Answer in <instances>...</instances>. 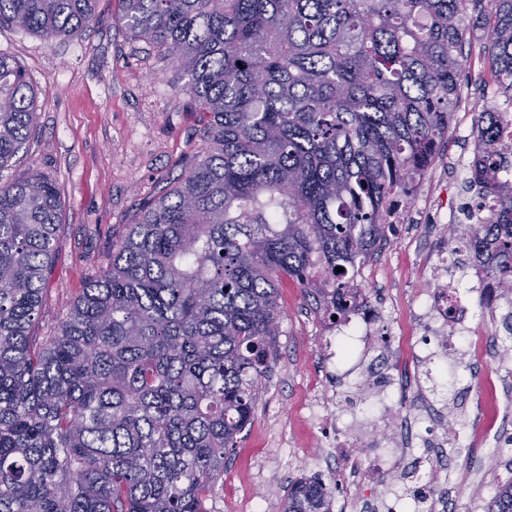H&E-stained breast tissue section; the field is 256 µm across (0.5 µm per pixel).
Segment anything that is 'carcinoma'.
Wrapping results in <instances>:
<instances>
[{"label":"carcinoma","mask_w":512,"mask_h":512,"mask_svg":"<svg viewBox=\"0 0 512 512\" xmlns=\"http://www.w3.org/2000/svg\"><path fill=\"white\" fill-rule=\"evenodd\" d=\"M97 0H0V26L79 38ZM126 33L173 59L205 120L194 165L112 245V262L40 336L60 194L0 186V512H206L276 360L283 276L320 319L348 318L355 269L389 240L460 90L465 0H117ZM485 53L512 98V0ZM0 52V169L37 124ZM480 113L468 189L512 167ZM466 227L512 288V192ZM344 271L338 272L336 268ZM317 476L281 512H332ZM490 512H512V480Z\"/></svg>","instance_id":"obj_1"}]
</instances>
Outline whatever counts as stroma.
Here are the masks:
<instances>
[{
	"label": "stroma",
	"mask_w": 512,
	"mask_h": 512,
	"mask_svg": "<svg viewBox=\"0 0 512 512\" xmlns=\"http://www.w3.org/2000/svg\"><path fill=\"white\" fill-rule=\"evenodd\" d=\"M489 0H466L460 97L450 116L448 141L408 199L394 238L362 265L357 280L366 299L385 309L375 326L386 337L387 377L406 371L414 383L397 392L414 407L431 385L464 394L461 418L471 451L458 460L454 512H486L491 494L512 477V451L487 460L485 414L512 431V368L490 364L475 381L455 363L437 367L432 379L413 358L420 334L409 312L427 289L423 271L439 250L437 227L458 223L468 200L465 180L475 148L480 112L499 100L496 77L484 55ZM113 0H98L82 37L47 41L0 27V52L16 56L36 90L38 128L25 153L0 170V186L33 171L52 181L61 199V230L44 292L39 331H53L82 288L107 266L112 245L144 207L188 170L204 147L203 123L172 60L131 40L115 18ZM277 357L264 381L251 422L224 463V483L208 497L206 512H280L294 480L321 477L335 485L336 512H363L364 501L383 489L345 463H331L324 425L308 417L314 399L335 401L350 390L344 363L327 361L324 327L299 285L282 279Z\"/></svg>",
	"instance_id": "1"
}]
</instances>
